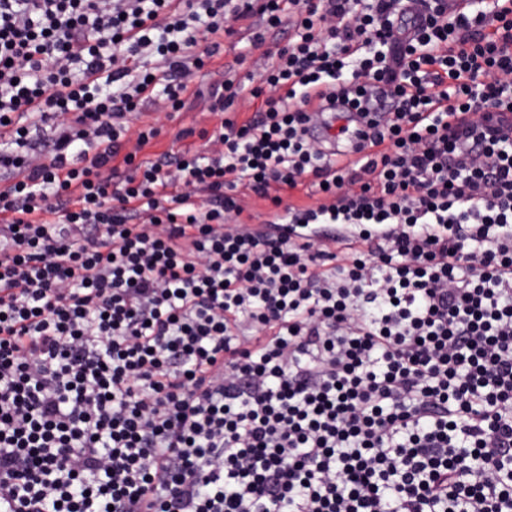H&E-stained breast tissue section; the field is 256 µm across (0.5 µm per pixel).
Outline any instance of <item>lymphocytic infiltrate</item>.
I'll list each match as a JSON object with an SVG mask.
<instances>
[{
    "label": "lymphocytic infiltrate",
    "instance_id": "obj_1",
    "mask_svg": "<svg viewBox=\"0 0 512 512\" xmlns=\"http://www.w3.org/2000/svg\"><path fill=\"white\" fill-rule=\"evenodd\" d=\"M2 137L0 512H512V0H0ZM211 116L208 112L196 107L193 111L172 112L171 116L163 119L164 127L161 134L155 140V145L146 150L145 157L156 159L159 151L167 150L170 153H178L185 148L191 147L194 150H201L203 142L197 135L184 139H176V134L186 128L210 127Z\"/></svg>",
    "mask_w": 512,
    "mask_h": 512
}]
</instances>
